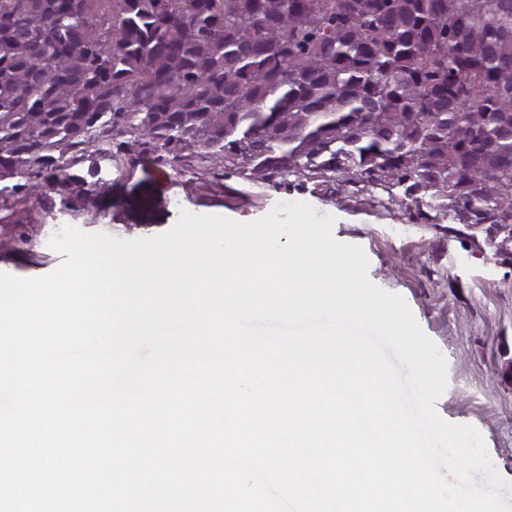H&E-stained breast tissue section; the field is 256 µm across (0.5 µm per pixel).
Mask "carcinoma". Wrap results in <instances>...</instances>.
<instances>
[{
	"instance_id": "obj_1",
	"label": "carcinoma",
	"mask_w": 512,
	"mask_h": 512,
	"mask_svg": "<svg viewBox=\"0 0 512 512\" xmlns=\"http://www.w3.org/2000/svg\"><path fill=\"white\" fill-rule=\"evenodd\" d=\"M114 155L512 227V0H0V181Z\"/></svg>"
}]
</instances>
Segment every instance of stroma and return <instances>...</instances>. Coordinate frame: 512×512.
Returning a JSON list of instances; mask_svg holds the SVG:
<instances>
[{
  "mask_svg": "<svg viewBox=\"0 0 512 512\" xmlns=\"http://www.w3.org/2000/svg\"><path fill=\"white\" fill-rule=\"evenodd\" d=\"M101 176L122 206L66 209L22 189L0 192V273L54 272L64 257L48 241L66 225L135 240L168 232L184 211L247 223L281 203L308 204L333 217L336 240L363 249L374 285L404 298L447 361L437 414L474 426L498 473L512 481V256L499 251L503 234L484 224L459 233L448 223L407 222L383 207L380 191L331 203L318 179L278 187L194 163L176 172L146 157L132 166L121 156L102 161Z\"/></svg>",
  "mask_w": 512,
  "mask_h": 512,
  "instance_id": "stroma-1",
  "label": "stroma"
}]
</instances>
